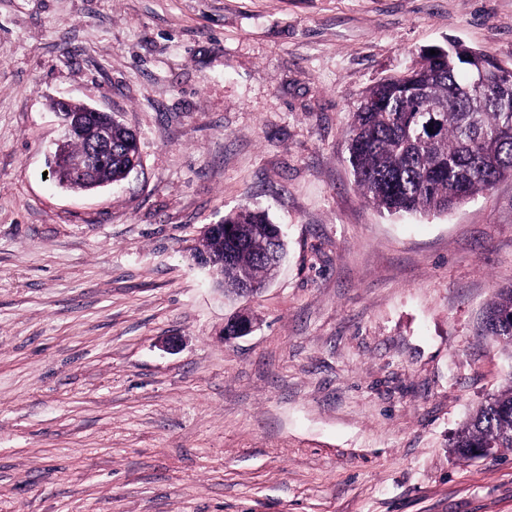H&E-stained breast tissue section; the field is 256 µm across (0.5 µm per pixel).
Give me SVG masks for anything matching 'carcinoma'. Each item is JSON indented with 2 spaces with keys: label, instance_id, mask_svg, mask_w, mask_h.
Returning a JSON list of instances; mask_svg holds the SVG:
<instances>
[{
  "label": "carcinoma",
  "instance_id": "carcinoma-1",
  "mask_svg": "<svg viewBox=\"0 0 512 512\" xmlns=\"http://www.w3.org/2000/svg\"><path fill=\"white\" fill-rule=\"evenodd\" d=\"M463 59L421 51L410 83L396 76L369 88L357 112L348 146L349 163L363 200L392 214L446 213L453 206L490 190L502 173L512 171V66L471 50ZM491 62L507 78L476 86L475 62ZM441 111L434 112L432 108ZM97 123L112 125V165L102 180L120 181L132 161L140 160L136 134L118 118L101 114ZM237 236H205L196 257L224 256V290L238 297L250 284H265L276 264L252 251L254 233L268 239L281 234L268 216L248 206L224 215ZM484 331L512 349V287L489 303ZM488 443L512 450V381L480 405L449 441L456 458Z\"/></svg>",
  "mask_w": 512,
  "mask_h": 512
}]
</instances>
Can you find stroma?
Wrapping results in <instances>:
<instances>
[{"label":"stroma","instance_id":"obj_1","mask_svg":"<svg viewBox=\"0 0 512 512\" xmlns=\"http://www.w3.org/2000/svg\"><path fill=\"white\" fill-rule=\"evenodd\" d=\"M452 40L512 65V0H0V512H512V451L448 448L512 380V178L390 215L348 162L367 88ZM58 98L141 167L60 188ZM245 204L287 253L235 300L191 254ZM484 331L489 336L502 337V343L512 351V287L500 289L489 303Z\"/></svg>","mask_w":512,"mask_h":512}]
</instances>
